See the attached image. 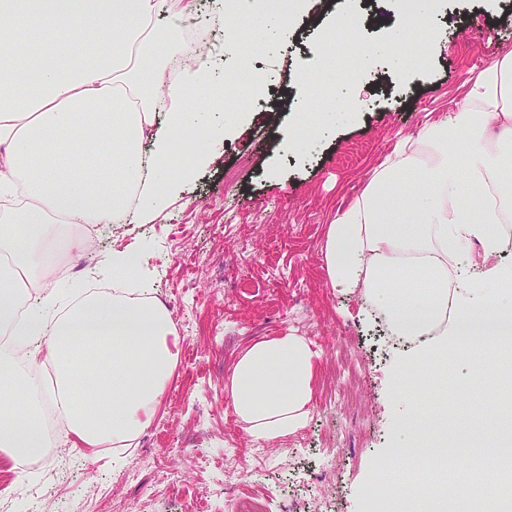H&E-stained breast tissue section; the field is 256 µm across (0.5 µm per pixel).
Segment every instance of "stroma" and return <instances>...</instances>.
Wrapping results in <instances>:
<instances>
[{
  "mask_svg": "<svg viewBox=\"0 0 512 512\" xmlns=\"http://www.w3.org/2000/svg\"><path fill=\"white\" fill-rule=\"evenodd\" d=\"M427 24L417 28V59L406 69L398 43L403 29L396 0H294L289 20L277 24L270 49L242 70L243 87L224 97L216 79L193 105L212 121L245 113V121L224 141L202 143L210 165L194 168L176 159L171 171L182 191L147 224H111L83 250L67 244L69 228L51 236L68 286L108 283L104 262L113 244L140 242L147 257V286L168 307L182 338L181 361L168 397L136 452L121 465L109 453L51 462L39 500L23 512H233L223 485L211 483L208 503L199 500L204 479L186 447L196 424L207 432L213 467L223 452L238 447L250 458L252 444L224 413V384L242 350L253 341L290 329V310L307 309L322 326L317 375L337 371L342 354L359 352L367 370L361 393L366 409L347 421L349 441L323 494L336 512H364V499L391 453L403 445L433 444L441 435L440 414L449 400L467 406L493 395L495 386L474 391L472 363L457 352L412 345L399 352L361 294L331 288L321 269L327 224L359 195L386 151L400 137L419 132L446 114L469 81L512 50V0H431ZM354 16L365 39L346 41L337 70L354 67L344 95L359 97L360 109L333 118L319 100L333 85L322 61V41L337 15ZM375 48L364 59L363 45ZM306 122L309 133L294 142L283 130ZM182 232L171 238V225ZM253 287L238 288L241 279ZM224 327L223 348H212L208 329ZM497 413L487 409L448 445L455 468L466 469L465 448L492 451L512 428L488 432ZM336 420L311 412L305 429L269 446L260 481L283 489L293 512H313L307 484L320 466L319 451L332 447ZM198 447V448H199ZM138 478L126 480V471Z\"/></svg>",
  "mask_w": 512,
  "mask_h": 512,
  "instance_id": "stroma-1",
  "label": "stroma"
}]
</instances>
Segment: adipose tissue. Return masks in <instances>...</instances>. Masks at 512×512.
Wrapping results in <instances>:
<instances>
[{
  "label": "adipose tissue",
  "instance_id": "ef3b65f1",
  "mask_svg": "<svg viewBox=\"0 0 512 512\" xmlns=\"http://www.w3.org/2000/svg\"><path fill=\"white\" fill-rule=\"evenodd\" d=\"M183 0H0V21L22 24L28 39L67 36L72 49L18 54L14 33L0 31V467L42 454L47 438L32 415L48 405L66 420L65 442L97 456L125 449L162 407L179 364L182 340L166 306L144 286L132 254L108 263L112 291L61 307L58 261L48 241L54 224L148 221L178 189L166 169L177 146L224 136L189 105L212 83L207 67L179 64L168 37L178 30ZM150 152H143V144ZM512 51L482 71L445 119L402 137L363 191L327 226L323 268L331 287L361 291L396 335L434 326L481 350L471 322L512 329V307L500 301L512 267L491 264L512 225ZM426 180L407 184L413 173ZM404 199L407 227L389 221ZM489 261L484 287L449 290L477 258ZM462 320L446 323L449 304ZM311 342L287 334L250 345L225 385L249 440L275 443L303 429L315 391ZM52 391L38 395L44 367Z\"/></svg>",
  "mask_w": 512,
  "mask_h": 512
}]
</instances>
